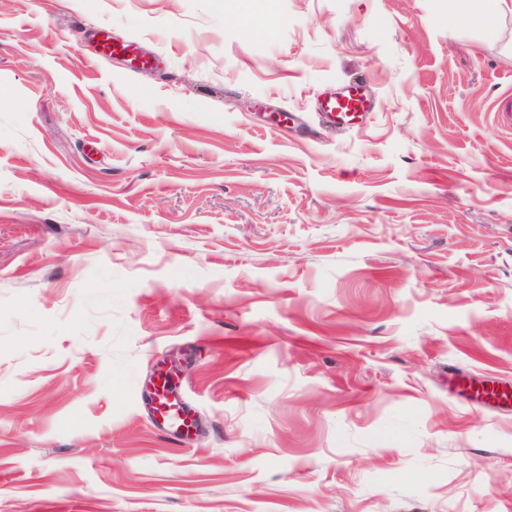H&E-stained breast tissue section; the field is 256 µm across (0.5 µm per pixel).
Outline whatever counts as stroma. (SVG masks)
I'll use <instances>...</instances> for the list:
<instances>
[{"label": "stroma", "instance_id": "obj_1", "mask_svg": "<svg viewBox=\"0 0 512 512\" xmlns=\"http://www.w3.org/2000/svg\"><path fill=\"white\" fill-rule=\"evenodd\" d=\"M359 78L367 124L309 140ZM173 352L187 440L150 410ZM484 386L512 390V12L0 0V512H512ZM88 37L101 48L103 57L121 58L133 71L153 66L156 60L152 54L144 52L138 42L113 39L105 30L91 31Z\"/></svg>", "mask_w": 512, "mask_h": 512}]
</instances>
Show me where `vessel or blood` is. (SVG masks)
I'll return each instance as SVG.
<instances>
[{"label": "vessel or blood", "mask_w": 512, "mask_h": 512, "mask_svg": "<svg viewBox=\"0 0 512 512\" xmlns=\"http://www.w3.org/2000/svg\"><path fill=\"white\" fill-rule=\"evenodd\" d=\"M89 38L100 47L103 56L123 59L131 70H140L155 61L154 56L144 52L138 42L114 39L103 30L91 31ZM372 109L371 99L357 82L342 90L324 93L317 102L319 125L330 132L358 128ZM152 399L153 418L159 427L179 436L189 435L195 430V417L173 373L158 371Z\"/></svg>", "instance_id": "obj_1"}]
</instances>
